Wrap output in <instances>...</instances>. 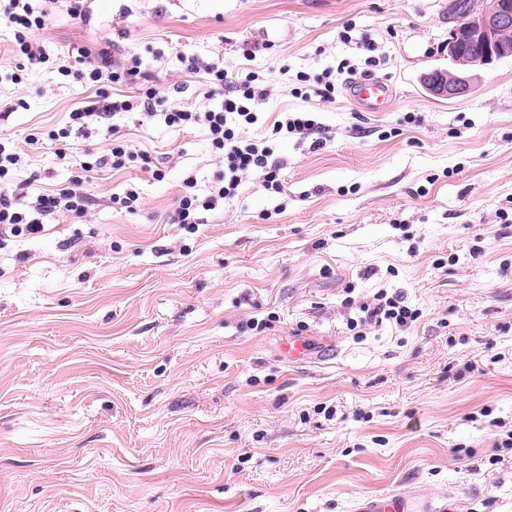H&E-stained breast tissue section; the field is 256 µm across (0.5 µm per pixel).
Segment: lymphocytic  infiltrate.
<instances>
[{"label":"lymphocytic infiltrate","mask_w":512,"mask_h":512,"mask_svg":"<svg viewBox=\"0 0 512 512\" xmlns=\"http://www.w3.org/2000/svg\"><path fill=\"white\" fill-rule=\"evenodd\" d=\"M53 2L0 0V20L13 28L14 52L28 65H41L48 61L38 35L54 20ZM187 67L205 74L214 93L222 97L218 106L201 111L158 112L160 92L150 86V77L143 67V61L135 53L119 65L114 63L105 49L95 54L87 51L80 53L74 60L60 58L57 71L62 76L74 77L93 87L107 83L121 87L134 83L138 86V92L115 98L106 96L99 104L74 109L69 113L66 125L50 130L47 137L58 143L56 156L64 162L71 158L67 144L72 133L88 132L92 125L117 113L138 110L151 118L159 115L169 127L205 126L212 150L223 163L224 170L203 198L195 192V179L190 176L184 178L171 221L192 233L199 222V210H216L225 200L233 198L246 176H258L265 189L276 192L281 190L282 182L279 178L280 167L271 160L270 146L262 140L243 138L241 134L242 129L256 125L260 119L257 106L264 92L254 86L253 76L231 83L223 68L196 58L189 59ZM20 162L19 152L0 142V232L7 231L16 237L31 236L42 231L44 220L69 214L81 216L87 212L92 200L76 183L37 195L32 200L27 199L24 185L16 177Z\"/></svg>","instance_id":"f902f5d3"}]
</instances>
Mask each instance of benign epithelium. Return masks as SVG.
Wrapping results in <instances>:
<instances>
[{
    "label": "benign epithelium",
    "mask_w": 512,
    "mask_h": 512,
    "mask_svg": "<svg viewBox=\"0 0 512 512\" xmlns=\"http://www.w3.org/2000/svg\"><path fill=\"white\" fill-rule=\"evenodd\" d=\"M512 9L492 7L473 0L459 25L448 35L444 50L460 66L455 72L433 70L423 77L427 91L435 97L453 98L467 94L473 73L506 58H512Z\"/></svg>",
    "instance_id": "7a95c632"
}]
</instances>
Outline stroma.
<instances>
[{"instance_id":"stroma-1","label":"stroma","mask_w":512,"mask_h":512,"mask_svg":"<svg viewBox=\"0 0 512 512\" xmlns=\"http://www.w3.org/2000/svg\"><path fill=\"white\" fill-rule=\"evenodd\" d=\"M451 3L87 0L80 22L58 0L47 54L135 51L167 109L208 103L185 59L256 73L264 120L244 135L272 144L282 189L247 177L191 234L169 216L186 176L203 196L220 171L203 127L133 111L76 138L100 152L116 132L149 160L86 183L85 217L0 240V512H356L394 491L512 512V447L494 445L512 426V58L430 95ZM12 39L0 24V140L34 197L81 169L28 135L97 90L18 71ZM346 61L393 85L388 107L349 99ZM298 110L330 129L321 149L272 135ZM131 185L133 214L112 204ZM382 291L420 318L354 335ZM294 335L305 363L280 355Z\"/></svg>"}]
</instances>
